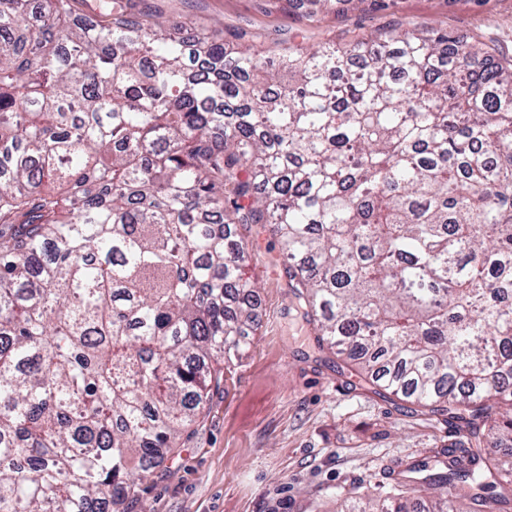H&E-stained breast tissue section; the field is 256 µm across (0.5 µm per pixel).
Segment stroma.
<instances>
[{
    "label": "stroma",
    "instance_id": "stroma-1",
    "mask_svg": "<svg viewBox=\"0 0 512 512\" xmlns=\"http://www.w3.org/2000/svg\"><path fill=\"white\" fill-rule=\"evenodd\" d=\"M182 17L185 37L216 28L227 45L248 32L262 51L344 45L394 30L444 28L512 57V0H337L309 14L302 0H138ZM259 328L203 417L138 495L112 512H347L394 485L412 462L433 465L458 441L440 416L373 384L320 345L279 267L269 230L239 227Z\"/></svg>",
    "mask_w": 512,
    "mask_h": 512
}]
</instances>
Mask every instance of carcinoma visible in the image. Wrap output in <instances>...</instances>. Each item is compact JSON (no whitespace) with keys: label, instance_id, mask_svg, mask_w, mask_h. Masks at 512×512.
I'll use <instances>...</instances> for the list:
<instances>
[{"label":"carcinoma","instance_id":"1","mask_svg":"<svg viewBox=\"0 0 512 512\" xmlns=\"http://www.w3.org/2000/svg\"><path fill=\"white\" fill-rule=\"evenodd\" d=\"M99 0H0V512L135 496L259 326L239 224L318 335L464 440L358 512L512 490V60L414 29L265 62Z\"/></svg>","mask_w":512,"mask_h":512}]
</instances>
